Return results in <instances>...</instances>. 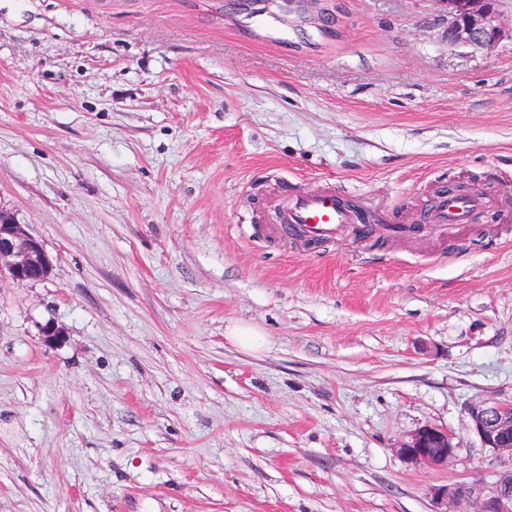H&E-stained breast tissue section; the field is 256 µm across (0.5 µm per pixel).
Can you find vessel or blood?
Wrapping results in <instances>:
<instances>
[{"label": "vessel or blood", "mask_w": 512, "mask_h": 512, "mask_svg": "<svg viewBox=\"0 0 512 512\" xmlns=\"http://www.w3.org/2000/svg\"><path fill=\"white\" fill-rule=\"evenodd\" d=\"M476 203L473 197L438 195L434 203V220L444 225L465 223L467 211ZM278 218L280 235H296L312 241L334 239L343 227L354 221L332 191L289 195L279 203Z\"/></svg>", "instance_id": "1"}]
</instances>
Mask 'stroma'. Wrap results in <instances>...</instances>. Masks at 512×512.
I'll return each instance as SVG.
<instances>
[{
    "label": "stroma",
    "instance_id": "obj_1",
    "mask_svg": "<svg viewBox=\"0 0 512 512\" xmlns=\"http://www.w3.org/2000/svg\"><path fill=\"white\" fill-rule=\"evenodd\" d=\"M342 6L303 37L224 0H0V206L53 261L0 283V512H431L512 465L468 414L512 400V41ZM455 178L496 221L271 233L287 194L414 224ZM427 424L448 467L395 452ZM226 338L233 344L251 352H259L269 344L268 336L261 329L246 324H235L228 327Z\"/></svg>",
    "mask_w": 512,
    "mask_h": 512
}]
</instances>
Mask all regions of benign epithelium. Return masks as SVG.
I'll return each mask as SVG.
<instances>
[{
    "label": "benign epithelium",
    "instance_id": "benign-epithelium-1",
    "mask_svg": "<svg viewBox=\"0 0 512 512\" xmlns=\"http://www.w3.org/2000/svg\"><path fill=\"white\" fill-rule=\"evenodd\" d=\"M448 15V44L491 50L505 38L497 0H437ZM224 10L254 17L263 14L278 19H299L322 30L337 28L342 17L340 0H224ZM53 262L39 239L19 223L14 214L0 207V278L17 284L49 277ZM471 430L481 446L495 457H512V402L475 403L469 407ZM459 442L446 428L424 425L395 451L406 463L442 468L454 458ZM479 499L476 512H512V466L495 472L490 495L478 497L477 486L431 489L432 512H452L472 499Z\"/></svg>",
    "mask_w": 512,
    "mask_h": 512
}]
</instances>
